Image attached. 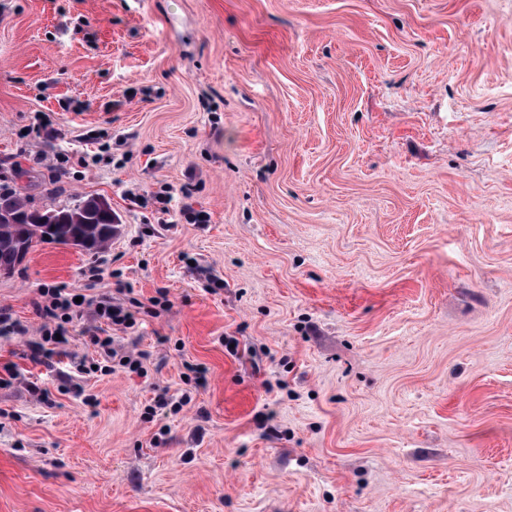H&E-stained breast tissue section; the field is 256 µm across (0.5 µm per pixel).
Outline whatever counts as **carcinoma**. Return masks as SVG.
I'll use <instances>...</instances> for the list:
<instances>
[{
    "mask_svg": "<svg viewBox=\"0 0 512 512\" xmlns=\"http://www.w3.org/2000/svg\"><path fill=\"white\" fill-rule=\"evenodd\" d=\"M48 217L14 189L0 185V268H15L20 255L38 242L72 243L92 250L109 243L115 232V216L99 208L93 197L53 210L52 224L44 222Z\"/></svg>",
    "mask_w": 512,
    "mask_h": 512,
    "instance_id": "1",
    "label": "carcinoma"
}]
</instances>
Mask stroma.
Returning a JSON list of instances; mask_svg holds the SVG:
<instances>
[{
  "instance_id": "1",
  "label": "stroma",
  "mask_w": 512,
  "mask_h": 512,
  "mask_svg": "<svg viewBox=\"0 0 512 512\" xmlns=\"http://www.w3.org/2000/svg\"><path fill=\"white\" fill-rule=\"evenodd\" d=\"M4 183L120 222L0 277V512H512V0H0ZM41 297L49 301H38L35 303L36 314L43 319L40 326V341L32 345V358L38 360L42 357L58 355L56 350L66 340L69 331L68 326L75 318L82 317V307L85 298L73 294L68 288H47L41 291ZM82 297L81 303H76L75 298ZM56 334L61 335L57 340ZM94 314L107 327L115 325L130 328L135 322L134 314L128 308L106 295L98 297L94 307ZM91 341L99 349L100 354L103 355L105 362L112 363L116 357H119V365L128 368L132 371H137L141 366V361L137 358H132L131 355H119L112 347V336H91Z\"/></svg>"
}]
</instances>
